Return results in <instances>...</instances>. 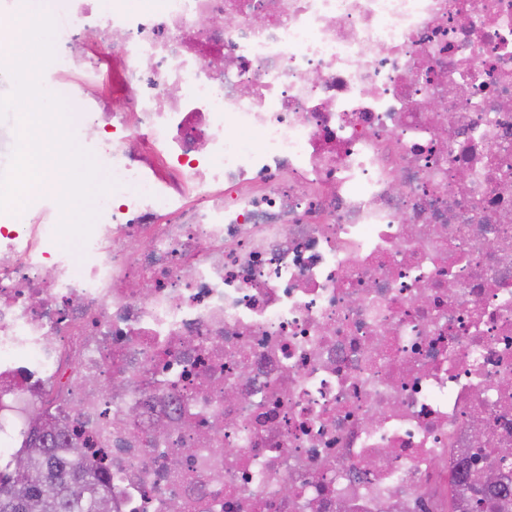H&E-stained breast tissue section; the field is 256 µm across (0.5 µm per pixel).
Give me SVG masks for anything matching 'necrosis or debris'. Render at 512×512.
I'll return each mask as SVG.
<instances>
[{"label":"necrosis or debris","instance_id":"1","mask_svg":"<svg viewBox=\"0 0 512 512\" xmlns=\"http://www.w3.org/2000/svg\"><path fill=\"white\" fill-rule=\"evenodd\" d=\"M46 5L114 187L0 213V470L39 415L111 512H448L512 448V0Z\"/></svg>","mask_w":512,"mask_h":512}]
</instances>
